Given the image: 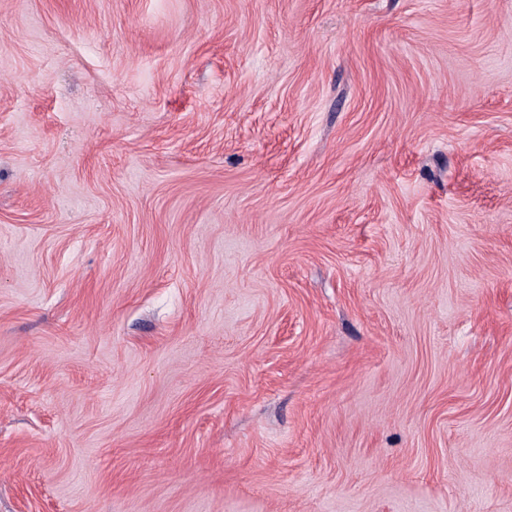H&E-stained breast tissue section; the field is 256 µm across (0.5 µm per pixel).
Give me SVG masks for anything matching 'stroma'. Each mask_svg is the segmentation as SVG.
Returning <instances> with one entry per match:
<instances>
[{
	"label": "stroma",
	"instance_id": "35a3bbf8",
	"mask_svg": "<svg viewBox=\"0 0 512 512\" xmlns=\"http://www.w3.org/2000/svg\"><path fill=\"white\" fill-rule=\"evenodd\" d=\"M0 512H512V0H0Z\"/></svg>",
	"mask_w": 512,
	"mask_h": 512
}]
</instances>
